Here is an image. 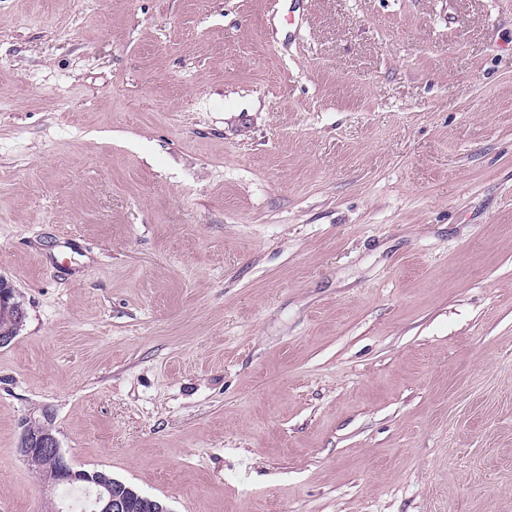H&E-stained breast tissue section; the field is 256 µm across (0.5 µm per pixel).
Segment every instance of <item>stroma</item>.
Segmentation results:
<instances>
[{"label":"stroma","mask_w":512,"mask_h":512,"mask_svg":"<svg viewBox=\"0 0 512 512\" xmlns=\"http://www.w3.org/2000/svg\"><path fill=\"white\" fill-rule=\"evenodd\" d=\"M0 278V512H512V0H0ZM5 281L0 279V347L9 344L16 336L15 331L21 328L27 318L24 303L16 300V294L4 287ZM46 416L47 418L44 417L45 422L35 421L34 423L28 425L24 432L22 433L18 444V452L20 456L23 458H27L32 455H46L53 457V459L55 460L56 464L54 469L48 471L42 478L44 487L51 491L60 486L61 484L66 483L65 486L76 488L78 490L83 491L85 497L87 498L85 512H129L132 504V495L120 490L119 488L114 489L113 485L111 487L108 483V478H110L111 480L114 479L112 478V475H110L107 472L98 470H96V472L86 470H75L73 467L72 469L74 471H85L93 473L78 474L72 471L71 465L66 460L65 455L61 451L58 439L53 434L50 424L46 421V419L50 420L49 416ZM97 472L103 473L108 478ZM72 476L74 480H83L90 484H94L97 487H102L105 489V491L99 490L97 493V489L95 487L83 485L76 481L73 483H67L70 481V478ZM114 480L118 482L117 486L121 488L124 487V489L128 487L136 493V495L133 496V512H152L150 511V507L146 505L148 499L159 502L157 500H154L143 495L138 490H136L135 488L131 487L130 485L126 484L123 481H120L118 479ZM92 502L94 504L93 511H91ZM144 502L146 503L144 504Z\"/></svg>","instance_id":"35a3bbf8"}]
</instances>
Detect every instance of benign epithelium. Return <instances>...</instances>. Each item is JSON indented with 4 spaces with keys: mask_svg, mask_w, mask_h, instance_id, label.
Segmentation results:
<instances>
[{
    "mask_svg": "<svg viewBox=\"0 0 512 512\" xmlns=\"http://www.w3.org/2000/svg\"><path fill=\"white\" fill-rule=\"evenodd\" d=\"M26 318L24 303L16 300V294L0 279V347L14 339L15 331L23 326ZM18 452L23 458L32 455L53 457L54 469L42 478L47 489L53 490L72 478L80 479L100 487L94 500L93 512H130L132 495L111 487L106 476L97 472L78 474L72 471L48 422L38 421L28 425L21 435Z\"/></svg>",
    "mask_w": 512,
    "mask_h": 512,
    "instance_id": "benign-epithelium-1",
    "label": "benign epithelium"
}]
</instances>
